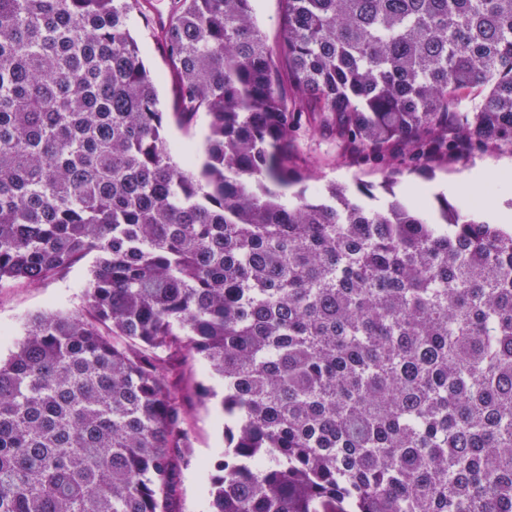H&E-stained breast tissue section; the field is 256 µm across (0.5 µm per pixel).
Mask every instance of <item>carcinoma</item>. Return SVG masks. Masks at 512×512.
Instances as JSON below:
<instances>
[{"mask_svg":"<svg viewBox=\"0 0 512 512\" xmlns=\"http://www.w3.org/2000/svg\"><path fill=\"white\" fill-rule=\"evenodd\" d=\"M251 2L159 22L175 118H209L181 165L141 0H0V288L95 255L79 309L0 334V512H177L197 356L224 381L208 512H512V231L309 195L290 150L512 148V0H280L275 50ZM129 27L139 43L144 64L152 72L161 76L157 84L158 108L164 113L167 122V138L172 156L176 162L181 163L185 146L202 152L208 133V117L200 113L188 125H180L176 122L172 114L174 112L173 86L167 76V65L154 37L153 26L150 22L147 24L139 14L133 13L129 19Z\"/></svg>","mask_w":512,"mask_h":512,"instance_id":"obj_1","label":"carcinoma"}]
</instances>
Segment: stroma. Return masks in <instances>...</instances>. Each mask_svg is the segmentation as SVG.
<instances>
[{
	"instance_id": "1",
	"label": "stroma",
	"mask_w": 512,
	"mask_h": 512,
	"mask_svg": "<svg viewBox=\"0 0 512 512\" xmlns=\"http://www.w3.org/2000/svg\"><path fill=\"white\" fill-rule=\"evenodd\" d=\"M148 3L149 19L132 14L129 27L139 43L144 64L160 77L157 84L158 107L167 122L172 156L178 161L184 148L203 149L208 133V118L201 113L187 125L178 124L174 119L173 86L152 27L154 21L166 16L170 0H148ZM295 149L318 174L317 180L310 182V189H320L332 182L346 185L352 190L365 185L372 188L381 203L387 199L384 186L388 183L401 198L407 185L421 183L439 191L449 182L465 178L474 169L512 173V151L505 148L472 149L464 152L455 163L430 171L405 156L400 157L393 168L374 162L350 160L329 131L314 127H306L298 132ZM91 264V259L86 258L57 278L36 285L0 288V329H10L14 338L19 339L30 316L45 311L70 312L79 308L89 283ZM182 384L190 397L188 429L192 439V456L181 473L179 508L181 512H207L208 505L203 494L206 477L203 465L224 451V433L216 424V395L223 392L224 383L211 377L202 361L195 360L186 367ZM204 385L214 390V398L201 397L200 388Z\"/></svg>"
}]
</instances>
